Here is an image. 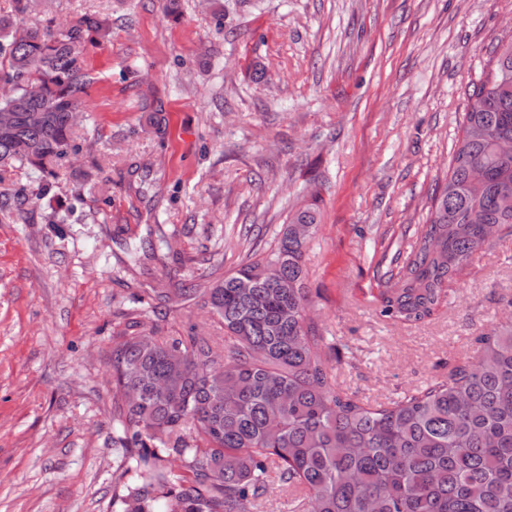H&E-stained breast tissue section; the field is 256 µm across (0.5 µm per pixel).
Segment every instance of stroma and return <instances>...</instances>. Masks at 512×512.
<instances>
[{
	"label": "stroma",
	"mask_w": 512,
	"mask_h": 512,
	"mask_svg": "<svg viewBox=\"0 0 512 512\" xmlns=\"http://www.w3.org/2000/svg\"><path fill=\"white\" fill-rule=\"evenodd\" d=\"M112 20L83 60L93 82L74 168L43 192L0 167V512H112L125 463L108 358L138 321L185 313L141 284L209 286L274 240L318 182L305 256L311 315L345 349L340 389L374 403L447 379L512 312V236L478 252L433 314L382 318L396 251L426 223L474 86L512 37V0H44L30 26Z\"/></svg>",
	"instance_id": "obj_1"
}]
</instances>
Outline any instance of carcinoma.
<instances>
[{"instance_id": "cac0c4a2", "label": "carcinoma", "mask_w": 512, "mask_h": 512, "mask_svg": "<svg viewBox=\"0 0 512 512\" xmlns=\"http://www.w3.org/2000/svg\"><path fill=\"white\" fill-rule=\"evenodd\" d=\"M31 0L0 13V167L26 162L45 178L74 147L73 114L92 83L81 48L109 25L85 16L62 27L27 26ZM512 40L492 51L463 116L445 178L397 273L380 291V315L404 324L431 315L475 253L512 235ZM483 174L475 181L473 173ZM319 190L288 210L269 247L207 288H178L215 316L224 335L114 336L110 366L126 449L116 512H261L274 482L291 512H512V320L476 338V355L448 379L385 402L336 386L340 357L309 319L304 257L316 233ZM280 281L288 287L278 288ZM135 393L128 403L124 395ZM181 473H175L174 464Z\"/></svg>"}]
</instances>
